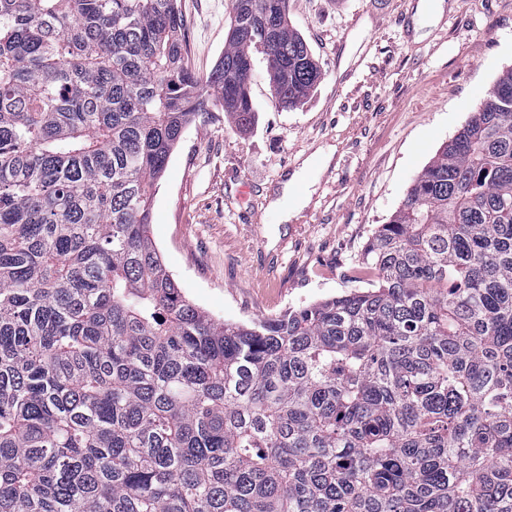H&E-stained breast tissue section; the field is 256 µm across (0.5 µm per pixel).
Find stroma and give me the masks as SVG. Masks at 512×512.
Wrapping results in <instances>:
<instances>
[{"label": "stroma", "instance_id": "stroma-1", "mask_svg": "<svg viewBox=\"0 0 512 512\" xmlns=\"http://www.w3.org/2000/svg\"><path fill=\"white\" fill-rule=\"evenodd\" d=\"M187 61L208 74L232 0H181ZM411 13L409 30L398 20ZM289 20L322 69L297 110L279 108L264 64L258 119L223 113L184 132L156 190L149 236L190 302L247 322L356 287L365 244L480 95L512 66V0H289ZM288 222L270 206L304 161Z\"/></svg>", "mask_w": 512, "mask_h": 512}]
</instances>
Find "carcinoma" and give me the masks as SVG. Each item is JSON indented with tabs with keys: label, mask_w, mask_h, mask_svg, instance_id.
Listing matches in <instances>:
<instances>
[{
	"label": "carcinoma",
	"mask_w": 512,
	"mask_h": 512,
	"mask_svg": "<svg viewBox=\"0 0 512 512\" xmlns=\"http://www.w3.org/2000/svg\"><path fill=\"white\" fill-rule=\"evenodd\" d=\"M0 0V512H512V67L367 241L371 287L247 323L148 236L188 124L296 109L288 0ZM180 1L188 64L196 73L208 74L224 53L232 0Z\"/></svg>",
	"instance_id": "1"
}]
</instances>
